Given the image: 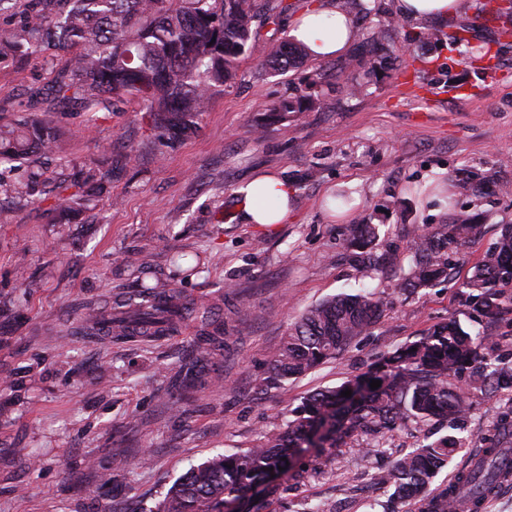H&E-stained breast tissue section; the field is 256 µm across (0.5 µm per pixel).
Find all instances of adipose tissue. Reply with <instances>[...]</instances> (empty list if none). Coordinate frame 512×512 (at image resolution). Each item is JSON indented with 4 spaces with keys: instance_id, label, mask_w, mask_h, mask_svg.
I'll list each match as a JSON object with an SVG mask.
<instances>
[{
    "instance_id": "1",
    "label": "adipose tissue",
    "mask_w": 512,
    "mask_h": 512,
    "mask_svg": "<svg viewBox=\"0 0 512 512\" xmlns=\"http://www.w3.org/2000/svg\"><path fill=\"white\" fill-rule=\"evenodd\" d=\"M466 0H395L399 16L407 19H444L464 13ZM295 42L302 44L309 57L323 60L344 54L358 31L350 15L339 8L337 0L321 4L293 19L289 30ZM238 212L246 224H283L292 209L293 192L279 176L260 173L236 191ZM275 201L274 211L263 208L262 199Z\"/></svg>"
}]
</instances>
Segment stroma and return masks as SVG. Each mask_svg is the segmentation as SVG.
<instances>
[{"instance_id":"35a3bbf8","label":"stroma","mask_w":512,"mask_h":512,"mask_svg":"<svg viewBox=\"0 0 512 512\" xmlns=\"http://www.w3.org/2000/svg\"><path fill=\"white\" fill-rule=\"evenodd\" d=\"M496 3L473 0L470 12L427 22L398 17L394 0H362L368 12L355 15L344 56L275 77L246 59L195 135L167 145L132 104L93 118L54 113L62 140L49 174L72 184L91 166L112 178L68 224L53 223L45 202L0 204V512H158L190 467L275 435L310 392L353 379L448 318L467 320L463 284L512 224V34L501 35L512 18L496 16ZM427 27L442 42L409 50ZM471 44L490 48L501 77L462 64ZM368 47L371 74L360 62ZM52 65L48 51L0 60V124L16 120L13 105L48 83ZM322 70L331 77L316 89L318 108L268 115L271 100ZM403 75L430 96L401 90ZM456 169L471 179L453 183L452 203L406 192ZM261 171L291 185L287 223H240L235 191ZM339 190L357 199L342 218L325 207ZM453 206L481 214L479 246L450 247L448 278L435 287L397 288L378 257L391 251L408 264L415 225L441 223ZM358 218L380 227L361 264L341 233ZM145 255L190 314L151 340L97 333L89 315L116 312L119 297L139 289L133 264ZM363 288L383 301L377 324L306 376L265 386L290 324L322 299ZM206 311L234 336L195 366ZM511 401L471 394L455 464L483 448ZM430 432L445 430L407 424L368 458L366 437L305 454L268 512H381L391 490L375 473Z\"/></svg>"}]
</instances>
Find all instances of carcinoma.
<instances>
[{"mask_svg": "<svg viewBox=\"0 0 512 512\" xmlns=\"http://www.w3.org/2000/svg\"><path fill=\"white\" fill-rule=\"evenodd\" d=\"M23 21L0 26V57L26 58L37 48L62 54L46 91L36 89L17 111L30 112L45 98L47 115L29 116L0 126V162L27 168L23 182L0 177V195L43 202L54 195L53 221L67 224L96 198L106 174L90 168L67 197L63 183L46 177L43 159L59 150L61 132L50 112H113L119 103H134L146 112L159 137L185 139L196 133L200 115L212 96L237 76L243 60L261 50L262 71L283 75L305 62L304 48L287 39L260 47L259 29L280 27L294 4L285 0H21ZM317 98L297 87L272 100V116L299 115L316 107ZM483 224L467 211L443 224L417 229L411 262L400 287L428 288L448 275V248L474 246ZM345 241L357 249L379 241V225L347 224ZM461 303L472 307L486 325L512 313V225L505 224L494 246L485 251L464 283ZM186 307L168 292L162 305L118 312L98 322L116 337L157 336L173 327ZM381 303L370 293L341 294L306 310L289 329L272 364L271 385L304 375L340 356L352 339L371 329ZM381 381L371 389L370 383ZM352 391L343 397L341 392ZM512 392V366L495 354L485 334H473L448 319L383 356L367 373L328 390L305 396L289 411L279 433L262 444L215 456L192 467L169 490L159 512H264L266 500L249 495L255 488L276 491L271 475L280 473L304 448L317 454L338 448L365 434L383 437L398 425L444 420L452 429L471 410L469 395ZM459 439L446 434L406 453L377 472L381 485L393 488L399 501L414 499L417 512H456L459 492L471 512L512 480V468L501 467L509 449L496 441L481 449L477 462L462 465L453 477L436 483L448 469Z\"/></svg>", "mask_w": 512, "mask_h": 512, "instance_id": "carcinoma-1", "label": "carcinoma"}]
</instances>
